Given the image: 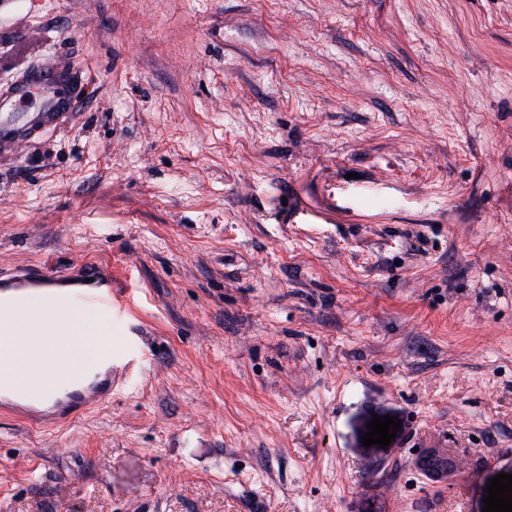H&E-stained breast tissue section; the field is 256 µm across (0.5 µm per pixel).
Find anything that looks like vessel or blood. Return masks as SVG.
<instances>
[{"label":"vessel or blood","instance_id":"b4317fda","mask_svg":"<svg viewBox=\"0 0 512 512\" xmlns=\"http://www.w3.org/2000/svg\"><path fill=\"white\" fill-rule=\"evenodd\" d=\"M65 76L55 67L37 69L27 78L0 90V154L21 150L31 140L48 131H57L69 122L71 103L58 89ZM51 290L94 313L120 314L119 294L111 272L92 266L60 273L42 265H28L0 272V305L14 318L10 333L24 328L23 308L33 292ZM126 369L125 363L105 362L99 372L88 375L64 366L68 380L65 392L45 393L37 385L16 389L0 385V409L21 414L30 424L55 425L111 398Z\"/></svg>","mask_w":512,"mask_h":512}]
</instances>
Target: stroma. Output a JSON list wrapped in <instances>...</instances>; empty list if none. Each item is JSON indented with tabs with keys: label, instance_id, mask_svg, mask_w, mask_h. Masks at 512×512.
Listing matches in <instances>:
<instances>
[{
	"label": "stroma",
	"instance_id": "35a3bbf8",
	"mask_svg": "<svg viewBox=\"0 0 512 512\" xmlns=\"http://www.w3.org/2000/svg\"><path fill=\"white\" fill-rule=\"evenodd\" d=\"M49 62L73 116L0 158V270L127 276L140 352L70 425L0 414V512H482L512 0H0V85Z\"/></svg>",
	"mask_w": 512,
	"mask_h": 512
}]
</instances>
